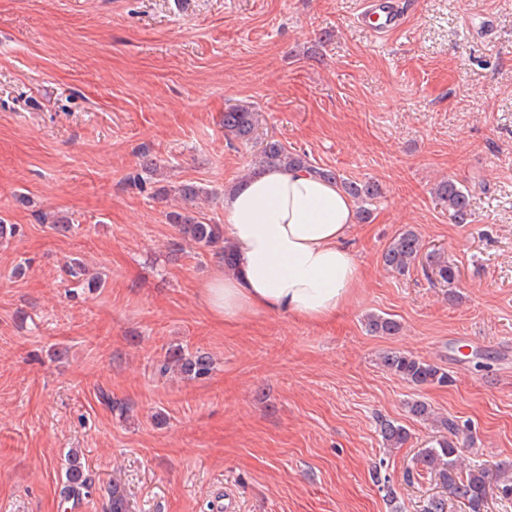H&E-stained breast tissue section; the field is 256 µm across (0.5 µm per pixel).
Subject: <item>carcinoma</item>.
I'll return each instance as SVG.
<instances>
[{"label": "carcinoma", "mask_w": 512, "mask_h": 512, "mask_svg": "<svg viewBox=\"0 0 512 512\" xmlns=\"http://www.w3.org/2000/svg\"><path fill=\"white\" fill-rule=\"evenodd\" d=\"M257 123V113L244 107H232L224 112V136L228 139L247 140ZM288 167L306 169L328 182H334L353 200L364 204L357 211L360 219L369 215L368 205L380 194L379 187L369 181H355L342 178L332 169L314 166L306 156L289 151L277 140L266 142L257 160L254 162L250 176H258L270 168ZM434 197L445 208L456 224H467L471 216V190L450 177L437 183L433 188ZM169 219L176 227L180 238L188 241L198 249L212 252L224 262V267L233 265L231 244L224 240V225L209 224L196 217L173 212ZM426 260L423 271L428 273L432 282L439 281L446 285L454 284L457 275L448 261L441 259L435 251L424 253V244L413 230L399 233L387 246L382 255L384 266L390 272L404 275L420 260ZM366 325L371 333L378 336H392L399 329V323L389 317L370 314ZM384 366L398 375L408 384L417 388L432 386L443 387L452 382V377L445 369L419 357L399 351H389L382 356ZM212 362L204 354L185 355L175 352L168 355L156 367V374L164 377L173 367H179L182 374L193 379L207 376ZM414 416L433 423L440 436L432 441L431 446L422 449L413 466L402 473L401 482L412 486L426 474L436 477L444 488V495L431 498L423 512H447L448 501L462 503L468 512H484L490 483L505 497L512 496V465L499 464L492 470L484 465H470L466 468L459 462V448L474 441L471 426L458 418H443L435 415L434 410L425 401H415L409 406ZM380 433L386 448H401L409 438L407 429L394 421H380ZM91 479L84 473L79 455H69L65 480L60 496L68 500L92 493ZM111 512H129V497L124 485L112 481Z\"/></svg>", "instance_id": "obj_1"}]
</instances>
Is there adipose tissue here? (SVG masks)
Instances as JSON below:
<instances>
[{
	"label": "adipose tissue",
	"mask_w": 512,
	"mask_h": 512,
	"mask_svg": "<svg viewBox=\"0 0 512 512\" xmlns=\"http://www.w3.org/2000/svg\"><path fill=\"white\" fill-rule=\"evenodd\" d=\"M224 217L235 266L200 286L215 319L271 313L326 324L348 308L362 272L346 244L354 203L335 184L272 169L227 193Z\"/></svg>",
	"instance_id": "adipose-tissue-1"
}]
</instances>
